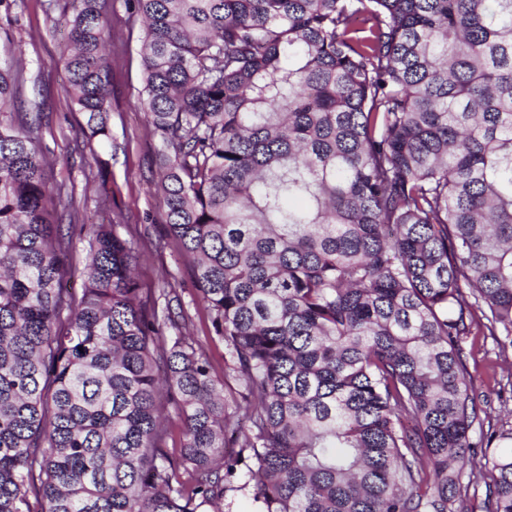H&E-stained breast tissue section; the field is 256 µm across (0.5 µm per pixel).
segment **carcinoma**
I'll return each instance as SVG.
<instances>
[{"instance_id":"cac0c4a2","label":"carcinoma","mask_w":512,"mask_h":512,"mask_svg":"<svg viewBox=\"0 0 512 512\" xmlns=\"http://www.w3.org/2000/svg\"><path fill=\"white\" fill-rule=\"evenodd\" d=\"M65 93L111 139L101 0ZM160 192L224 373L123 225L83 288L0 61V512H512L476 461L475 309L512 349V0H134ZM181 420L168 447L163 419Z\"/></svg>"}]
</instances>
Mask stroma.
I'll return each mask as SVG.
<instances>
[{
	"instance_id": "stroma-1",
	"label": "stroma",
	"mask_w": 512,
	"mask_h": 512,
	"mask_svg": "<svg viewBox=\"0 0 512 512\" xmlns=\"http://www.w3.org/2000/svg\"><path fill=\"white\" fill-rule=\"evenodd\" d=\"M68 0H17L11 8L0 7V58L23 56L26 91L43 95L39 144L50 161L51 183L65 185L86 216L136 227L140 233L141 279L155 288L179 285L188 315L187 331L205 343L216 364L224 362L223 344L209 340V322L192 302L194 289L185 282L183 258L167 237L164 209L156 192L163 143L140 108L143 88L141 30L132 15L131 0H106L112 22L108 50L112 83L111 144L99 147L104 169L81 152L86 118L72 109L64 92L66 73L60 54L66 38L58 19ZM464 347L470 379L477 391L491 395L487 414L512 425V350L501 353L488 331L473 326Z\"/></svg>"
}]
</instances>
